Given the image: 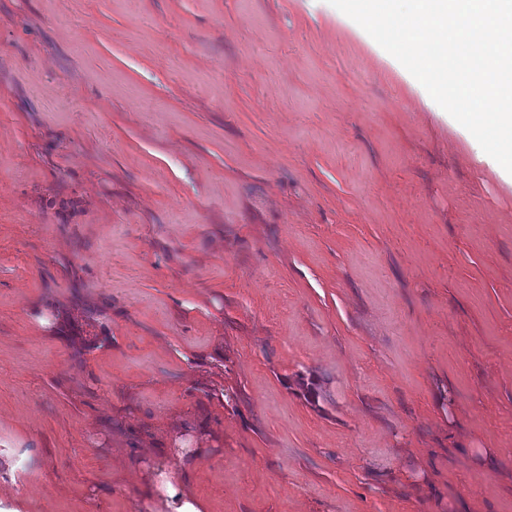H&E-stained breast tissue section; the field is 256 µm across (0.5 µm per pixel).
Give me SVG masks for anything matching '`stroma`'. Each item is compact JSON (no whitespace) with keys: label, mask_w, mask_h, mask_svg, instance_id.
Here are the masks:
<instances>
[{"label":"stroma","mask_w":512,"mask_h":512,"mask_svg":"<svg viewBox=\"0 0 512 512\" xmlns=\"http://www.w3.org/2000/svg\"><path fill=\"white\" fill-rule=\"evenodd\" d=\"M327 0H0V505L512 512V183Z\"/></svg>","instance_id":"stroma-1"}]
</instances>
